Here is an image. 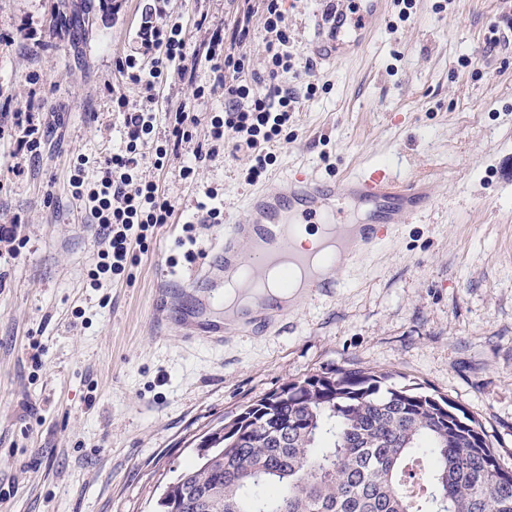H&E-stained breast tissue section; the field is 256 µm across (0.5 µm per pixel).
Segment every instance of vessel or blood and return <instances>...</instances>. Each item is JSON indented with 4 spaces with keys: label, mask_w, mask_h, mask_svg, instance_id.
<instances>
[{
    "label": "vessel or blood",
    "mask_w": 512,
    "mask_h": 512,
    "mask_svg": "<svg viewBox=\"0 0 512 512\" xmlns=\"http://www.w3.org/2000/svg\"><path fill=\"white\" fill-rule=\"evenodd\" d=\"M366 38V28L347 27L340 16L315 50L324 59L347 57L361 51ZM347 198L371 202V221L359 225L356 235L343 241L328 238L327 246L365 253L389 241L404 217H419L434 202L424 181L398 180L382 165L343 178H326L304 167L294 168L285 179L268 184L247 199V223L232 222L214 233L206 262L186 279L195 303L184 302L180 291L164 285L155 291L156 312L163 321L179 326L184 339L219 346L224 342V323L212 320L209 313L218 301L216 290L227 269L246 267L258 279L268 266L276 265L281 270V287H291L298 277L305 297L331 296L335 277L316 273L311 255L295 247L292 229L298 224L334 225L326 207ZM287 315V309L273 303L249 308L241 311L238 328L266 332Z\"/></svg>",
    "instance_id": "1"
}]
</instances>
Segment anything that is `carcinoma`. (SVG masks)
<instances>
[{
    "label": "carcinoma",
    "instance_id": "obj_1",
    "mask_svg": "<svg viewBox=\"0 0 512 512\" xmlns=\"http://www.w3.org/2000/svg\"><path fill=\"white\" fill-rule=\"evenodd\" d=\"M388 380L340 368L246 406L160 512H512V470L475 417Z\"/></svg>",
    "mask_w": 512,
    "mask_h": 512
}]
</instances>
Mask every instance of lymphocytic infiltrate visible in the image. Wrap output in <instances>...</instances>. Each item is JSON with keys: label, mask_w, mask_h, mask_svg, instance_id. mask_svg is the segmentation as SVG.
I'll return each instance as SVG.
<instances>
[{"label": "lymphocytic infiltrate", "mask_w": 512, "mask_h": 512, "mask_svg": "<svg viewBox=\"0 0 512 512\" xmlns=\"http://www.w3.org/2000/svg\"><path fill=\"white\" fill-rule=\"evenodd\" d=\"M142 21L134 33V46L117 63L127 84L137 88L138 102L124 92L113 91L112 109L123 119L124 146L101 157L95 179H87L85 157H77L70 176L71 196L82 203L91 223L96 224L103 247L91 273L93 282L124 275L134 250H148L163 224L169 223L173 206L158 183L141 180L144 164L163 170L169 150L193 140V130L177 122L167 145L156 147L145 156L142 147L155 131L159 90L177 80L190 84L193 100L223 96L224 108L213 113L207 129V147L195 150L193 165L183 167V180L195 182L199 164L219 154L225 138H232L235 151L247 152L248 182H256L273 160L269 147L288 128L297 100L279 83L282 74L293 68L288 49L290 35L282 10V0H259L264 30L263 71L250 73V58L244 50L251 39L249 19L214 32L203 57L186 52L187 31L181 23L169 21V0H143ZM206 62L214 75L210 85L196 84L199 62ZM14 145L13 173L25 174L28 164L36 163L45 148V131L61 124L57 112H43L27 106L12 116Z\"/></svg>", "instance_id": "1"}]
</instances>
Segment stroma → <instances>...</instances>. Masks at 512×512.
<instances>
[{
	"mask_svg": "<svg viewBox=\"0 0 512 512\" xmlns=\"http://www.w3.org/2000/svg\"><path fill=\"white\" fill-rule=\"evenodd\" d=\"M332 1L350 5L283 2L298 60L280 83L298 105L263 183L294 164L340 177L386 165L426 177L435 204L402 221L378 250L343 264L335 294L303 300L279 334L232 330L210 347L155 324L152 300L160 270L172 268L177 288L191 270L179 243L205 189L221 194L226 218L246 220L247 154L225 149L194 185L180 176L193 147L164 170L145 168L173 205L170 223L136 252L128 276L92 287L102 245L71 197V160L84 155L92 175L100 156L123 145L111 90L136 95L116 62L142 4L123 0L116 13L112 0H0V225H16L26 242L16 257L0 244V512H156L165 487L225 417L342 367L455 401L512 468V43L485 48L512 0H415L405 19L388 0L363 53L322 60L311 46ZM248 7L170 0L167 13L187 27V52L198 55ZM21 28L37 31L44 48L17 39ZM33 74L44 79L40 89L29 83ZM190 96L179 82L162 90L144 153L168 139ZM31 103L62 113L63 126L18 177L11 114Z\"/></svg>",
	"mask_w": 512,
	"mask_h": 512,
	"instance_id": "35a3bbf8",
	"label": "stroma"
}]
</instances>
